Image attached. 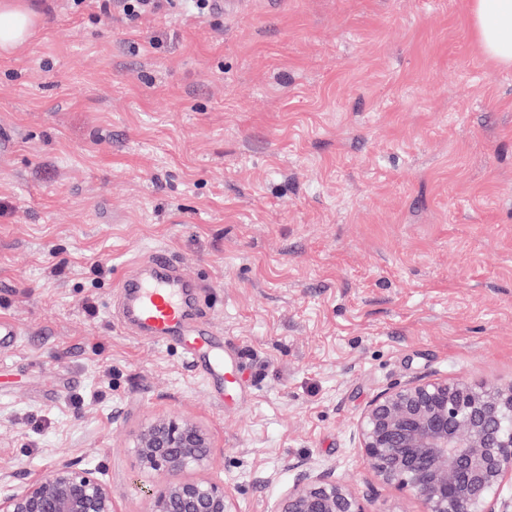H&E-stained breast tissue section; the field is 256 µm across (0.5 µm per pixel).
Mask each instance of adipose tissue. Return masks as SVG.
<instances>
[{
  "instance_id": "obj_1",
  "label": "adipose tissue",
  "mask_w": 512,
  "mask_h": 512,
  "mask_svg": "<svg viewBox=\"0 0 512 512\" xmlns=\"http://www.w3.org/2000/svg\"><path fill=\"white\" fill-rule=\"evenodd\" d=\"M473 34L484 54L512 67V0H470ZM36 15L23 0H0V51L23 47L36 28Z\"/></svg>"
}]
</instances>
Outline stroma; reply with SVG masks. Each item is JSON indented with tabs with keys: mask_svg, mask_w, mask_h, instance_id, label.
I'll list each match as a JSON object with an SVG mask.
<instances>
[{
	"mask_svg": "<svg viewBox=\"0 0 512 512\" xmlns=\"http://www.w3.org/2000/svg\"><path fill=\"white\" fill-rule=\"evenodd\" d=\"M0 54V473L69 459L150 512L134 452L159 416L210 440L185 480L273 512L299 464L367 512H423L355 436L411 380L512 383V68L468 0H29ZM163 248L241 349V384L112 322L126 267ZM37 17L22 0L0 1V51L11 53L32 36Z\"/></svg>",
	"mask_w": 512,
	"mask_h": 512,
	"instance_id": "35a3bbf8",
	"label": "stroma"
}]
</instances>
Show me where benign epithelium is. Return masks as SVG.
Wrapping results in <instances>:
<instances>
[{"instance_id":"1","label":"benign epithelium","mask_w":512,"mask_h":512,"mask_svg":"<svg viewBox=\"0 0 512 512\" xmlns=\"http://www.w3.org/2000/svg\"><path fill=\"white\" fill-rule=\"evenodd\" d=\"M512 383L475 388L451 378L412 380L372 398L356 424L376 478L422 502L423 512H512L499 494L512 479ZM143 472L167 474L148 490L151 512H234L224 486L174 475L206 464L207 435L189 419L159 417L139 433ZM0 512H116L112 488L68 461L19 490L0 475ZM274 512H367L353 489L325 471L300 470Z\"/></svg>"}]
</instances>
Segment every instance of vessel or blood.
<instances>
[{"label":"vessel or blood","mask_w":512,"mask_h":512,"mask_svg":"<svg viewBox=\"0 0 512 512\" xmlns=\"http://www.w3.org/2000/svg\"><path fill=\"white\" fill-rule=\"evenodd\" d=\"M200 285L162 249L151 251L115 289L116 325L164 344L180 341L189 365L216 381H232L241 364L224 349L219 331L199 306Z\"/></svg>","instance_id":"vessel-or-blood-1"}]
</instances>
